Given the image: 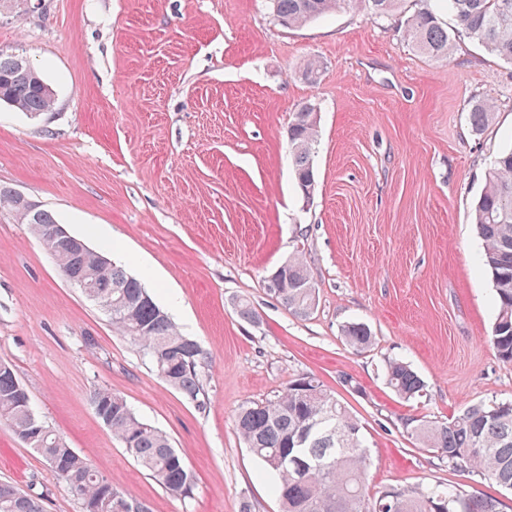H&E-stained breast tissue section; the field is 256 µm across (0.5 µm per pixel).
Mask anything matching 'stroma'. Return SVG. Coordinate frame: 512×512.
<instances>
[{"instance_id": "stroma-1", "label": "stroma", "mask_w": 512, "mask_h": 512, "mask_svg": "<svg viewBox=\"0 0 512 512\" xmlns=\"http://www.w3.org/2000/svg\"><path fill=\"white\" fill-rule=\"evenodd\" d=\"M417 0L393 16L338 11L288 30L266 0H16L0 50L26 57L55 91L33 117L0 103V188L50 211L108 258L124 256L204 356L206 403L160 377L137 343L69 283L30 225L0 208V361L35 413L114 488L150 512H281L235 415L314 376L362 426L369 493L447 484L512 493L423 449L412 421L512 399V363L489 336L491 277L471 222L498 150L512 145V64L468 40L450 59L405 35ZM317 59L315 84L300 74ZM494 103L482 134L468 105ZM318 107L315 190L297 192L288 125ZM302 257L315 287L299 318L269 294L270 273ZM257 314L239 316V304ZM369 326L358 351L343 325ZM401 359L425 383L387 385ZM99 387L163 431L195 476L190 497L148 476L90 405ZM0 483L44 512H82L35 449L0 419ZM388 384L403 399H412L424 389V381L416 371L402 360H389L385 367Z\"/></svg>"}]
</instances>
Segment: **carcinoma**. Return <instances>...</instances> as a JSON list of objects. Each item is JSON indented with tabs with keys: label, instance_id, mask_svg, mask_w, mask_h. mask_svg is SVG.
Returning <instances> with one entry per match:
<instances>
[{
	"label": "carcinoma",
	"instance_id": "obj_1",
	"mask_svg": "<svg viewBox=\"0 0 512 512\" xmlns=\"http://www.w3.org/2000/svg\"><path fill=\"white\" fill-rule=\"evenodd\" d=\"M399 0H269L274 19L289 27L303 26L323 14L361 4L383 17ZM454 16L450 30L428 8L407 21L406 35L413 46L434 58H447L457 37L471 38L500 59L512 63V0H446ZM26 60L0 52V101L31 115L52 109L55 96L38 71L25 69ZM316 105L303 103L288 126V144L297 188L314 190L312 149L318 137ZM493 106L481 101L472 105L468 119L476 132L483 130ZM0 206L19 215L36 234L55 223L46 210L28 212L15 194L0 189ZM473 219L482 240V258L495 292V317L490 341L499 357L512 362V147L502 150L488 172L486 185L475 201ZM44 246L59 267L71 265L75 254L57 241L44 238ZM82 264L91 280L112 281V291L100 292L94 302L112 307V325L150 357L159 375L190 400L200 402L202 385L198 363L202 351L183 336L146 291L142 283L115 264L102 267L92 252ZM310 275L304 260L288 258V277L277 295L297 317L314 310L316 299L309 288ZM356 350L369 347L374 338L363 323L351 322L342 329ZM388 384L404 399L424 389V381L402 360L385 367ZM20 382L12 367L0 361V418L18 437L32 423L27 404L18 390ZM103 404L107 429L130 451L138 465L173 495L193 492L194 474L184 456L172 447L162 431L142 422L127 401L107 388L92 393V404ZM236 429L250 452L271 478L282 512H503L502 503L488 497L460 493L441 484L411 490L389 488L370 497L365 477L370 460L358 421L346 406L312 377L297 378L275 399L242 406ZM423 447L448 460L454 468L468 470L512 490V400L476 403L447 423L422 422L410 428ZM42 455L64 463L58 472L82 502L102 501L101 512H122L123 501L134 503L102 476L48 426L40 433ZM0 512H43L40 499L20 489L0 484Z\"/></svg>",
	"mask_w": 512,
	"mask_h": 512
}]
</instances>
